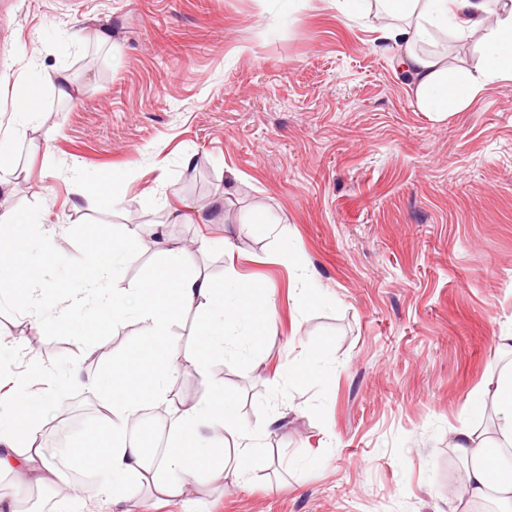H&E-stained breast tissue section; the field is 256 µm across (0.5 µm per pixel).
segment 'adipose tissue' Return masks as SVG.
<instances>
[{"mask_svg":"<svg viewBox=\"0 0 512 512\" xmlns=\"http://www.w3.org/2000/svg\"><path fill=\"white\" fill-rule=\"evenodd\" d=\"M337 10L376 14L381 24L380 40L399 48V61L407 74L418 109L431 120L442 121L464 111L494 79L512 80V0H334ZM481 35V65L477 70L452 68L446 54L431 51L440 36L464 39ZM58 97H72L73 81L65 71L35 72L17 92V99L31 100L20 110L28 118L36 114V100L45 87ZM15 212L0 211V285L16 277V262L30 248L28 237L15 233ZM104 245L91 253L86 266L90 278L83 287L67 291L70 310H80L87 292H104L111 269L122 264L142 242L135 229L119 233L101 229ZM161 262L147 283L134 294L113 291L106 309L113 322L134 320L140 327L136 361L108 364L104 374L89 376L81 368L67 374L50 366L34 369L42 386L40 403L54 402L60 378L76 388L104 393L107 427L106 450L109 482L97 491L106 497L113 512H128L127 503L136 487L151 484L162 494L177 496L199 475L217 473L241 479L258 459L261 433L242 431L235 403L216 394L198 402L169 399L174 362L187 359L204 363L224 356L235 326H245L254 338H262L273 325V304L266 288L246 276L232 272L223 282L192 270L188 249L158 241ZM199 320L195 349L180 355L167 342L170 326L186 312ZM487 395L496 421L491 430H458L451 446L464 463V482L452 512H470L473 504H492L494 512H512V476L497 461L498 451L512 447V369L501 372ZM169 401L172 410L167 426L168 443L162 458H151L140 441L131 437L141 410L157 401ZM43 414L33 413L17 397L16 387L0 389V475H12L0 486V512H22L24 493L63 484L65 476L48 458L42 444ZM223 431L232 440L233 453L221 469H213L208 450L211 435Z\"/></svg>","mask_w":512,"mask_h":512,"instance_id":"adipose-tissue-1","label":"adipose tissue"}]
</instances>
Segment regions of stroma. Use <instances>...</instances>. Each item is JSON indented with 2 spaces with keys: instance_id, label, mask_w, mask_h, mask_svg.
I'll return each instance as SVG.
<instances>
[{
  "instance_id": "obj_1",
  "label": "stroma",
  "mask_w": 512,
  "mask_h": 512,
  "mask_svg": "<svg viewBox=\"0 0 512 512\" xmlns=\"http://www.w3.org/2000/svg\"><path fill=\"white\" fill-rule=\"evenodd\" d=\"M378 24L331 0H0V179L31 238L56 227L59 250L31 254L46 280L86 278L98 226L147 235L163 206L220 194L229 222L164 234L205 242L198 268L255 279L275 307L270 335L177 363L171 385L187 401L232 396L268 432L260 465L172 498L141 489L130 512H451L464 469L450 438L492 425L468 402L512 364L498 342L512 334V81L433 122ZM60 68L74 98L45 88L39 118L18 119L20 84ZM114 172L106 210L96 186ZM160 259L133 253L111 287L138 288ZM305 271L320 300L301 308ZM28 313L25 295L0 296V339L19 346L0 371L93 374L137 347L135 322L92 305L46 311L40 329ZM293 362L321 374L295 379ZM100 413L97 393L64 389L43 436L70 421L91 442ZM63 468L33 512L62 506L80 476L109 479L90 459Z\"/></svg>"
}]
</instances>
